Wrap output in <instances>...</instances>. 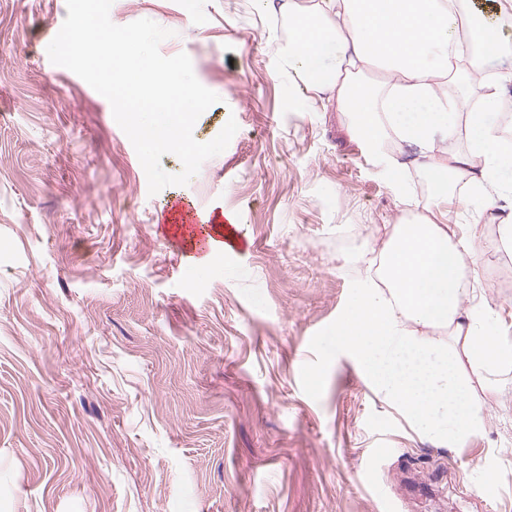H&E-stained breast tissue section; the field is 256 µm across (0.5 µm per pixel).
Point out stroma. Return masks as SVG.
<instances>
[{
	"label": "stroma",
	"instance_id": "35a3bbf8",
	"mask_svg": "<svg viewBox=\"0 0 512 512\" xmlns=\"http://www.w3.org/2000/svg\"><path fill=\"white\" fill-rule=\"evenodd\" d=\"M66 0H0V498L8 512H512V371L462 448L423 439L332 330L405 210L335 108L288 75L260 0H113L173 35L236 120L149 194L108 100L47 47ZM233 215L246 250L195 268L173 204ZM466 274L512 341V248L476 227Z\"/></svg>",
	"mask_w": 512,
	"mask_h": 512
}]
</instances>
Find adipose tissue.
<instances>
[{
	"mask_svg": "<svg viewBox=\"0 0 512 512\" xmlns=\"http://www.w3.org/2000/svg\"><path fill=\"white\" fill-rule=\"evenodd\" d=\"M261 3L288 21L289 71L324 93L363 149L381 157L401 205H418L409 166L426 173L430 201L440 208L451 182L468 183L485 210L498 211L500 238L512 247V148L497 122V104L512 92V67L477 82L452 64L464 29L485 48L487 64L499 62L507 35L498 18L512 15V0H493L481 17L464 0H317L308 12L295 0ZM372 69L379 80L362 82ZM451 80L462 91L476 89L479 107L437 95ZM461 123L465 149L446 156L442 145ZM392 136L412 148L411 162L385 153ZM474 241L473 227L457 232L444 214L391 226L334 329L337 348L373 391L440 448L464 446L482 431L475 386H493L512 369L496 309L471 299L464 267Z\"/></svg>",
	"mask_w": 512,
	"mask_h": 512,
	"instance_id": "adipose-tissue-1",
	"label": "adipose tissue"
}]
</instances>
